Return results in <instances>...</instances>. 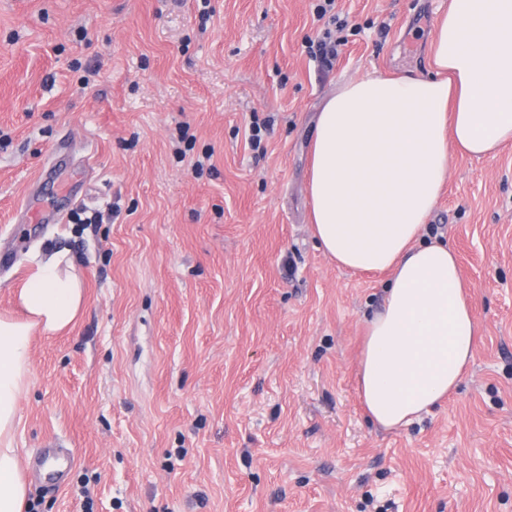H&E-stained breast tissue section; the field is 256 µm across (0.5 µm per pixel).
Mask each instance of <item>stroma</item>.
<instances>
[{"label":"stroma","instance_id":"35a3bbf8","mask_svg":"<svg viewBox=\"0 0 512 512\" xmlns=\"http://www.w3.org/2000/svg\"><path fill=\"white\" fill-rule=\"evenodd\" d=\"M448 2L0 0V315L39 252L85 288L19 402L39 512H512V145L452 155L428 219L479 336L411 426H375L357 389L385 277L336 267L309 220L325 98L425 68ZM50 439L75 466L48 471Z\"/></svg>","mask_w":512,"mask_h":512}]
</instances>
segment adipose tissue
Segmentation results:
<instances>
[{"instance_id":"adipose-tissue-1","label":"adipose tissue","mask_w":512,"mask_h":512,"mask_svg":"<svg viewBox=\"0 0 512 512\" xmlns=\"http://www.w3.org/2000/svg\"><path fill=\"white\" fill-rule=\"evenodd\" d=\"M431 75L378 71L343 83L318 114L310 220L326 256L353 271H390L365 321L359 390L386 429L419 421L454 391L478 324L458 259L422 241L452 152L496 156L512 144V0H450L432 32ZM84 289L64 254L34 256L19 315L0 316V512H28L16 448L34 335L75 323Z\"/></svg>"}]
</instances>
